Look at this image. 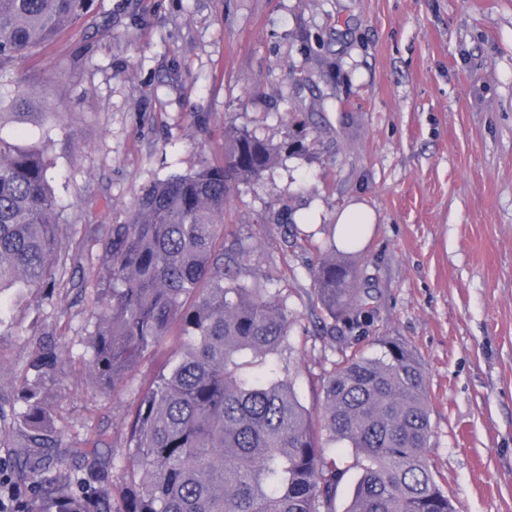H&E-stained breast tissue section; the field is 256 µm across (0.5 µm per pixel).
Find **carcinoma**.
<instances>
[{"label": "carcinoma", "mask_w": 512, "mask_h": 512, "mask_svg": "<svg viewBox=\"0 0 512 512\" xmlns=\"http://www.w3.org/2000/svg\"><path fill=\"white\" fill-rule=\"evenodd\" d=\"M93 0H0V128L40 124L13 62L89 18ZM276 149L245 131H224V155L149 185L128 220L105 232L106 273L90 332L89 383L115 392L170 336L179 361L143 392L128 423L120 481L98 468L106 434L81 451L86 470L52 473L47 391L21 395L27 447L9 465L13 512H336L345 471L328 444L354 451L360 474L346 512H456L430 465L431 401L412 353L395 340L333 362L322 384L319 423L300 402L287 367L274 359L294 322L282 291L248 288L249 255L224 253V207L236 184L272 165ZM47 145L0 136V294L50 293L67 235L51 184ZM314 290L334 322L360 324L367 295L336 239L329 237ZM263 370L248 375L243 354ZM64 349L40 348L37 380ZM117 486L109 493L108 486Z\"/></svg>", "instance_id": "obj_1"}]
</instances>
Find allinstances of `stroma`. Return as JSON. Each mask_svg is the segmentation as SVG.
<instances>
[{"label":"stroma","instance_id":"1","mask_svg":"<svg viewBox=\"0 0 512 512\" xmlns=\"http://www.w3.org/2000/svg\"><path fill=\"white\" fill-rule=\"evenodd\" d=\"M50 102L69 247L53 295L4 294L0 457L28 443L18 395L29 332L64 346L49 387L52 466L77 470L98 433L121 463L124 422L176 358L170 340L117 392L88 382L87 340L107 225L144 187L224 154L235 126L280 146L224 212L246 284L281 289L295 321L280 351L318 411L334 361L379 337L426 372L431 466L457 512H512V0H94L14 64ZM353 202L376 214L351 257L369 315L332 326L314 293L317 224ZM312 212L316 224L299 223Z\"/></svg>","mask_w":512,"mask_h":512}]
</instances>
